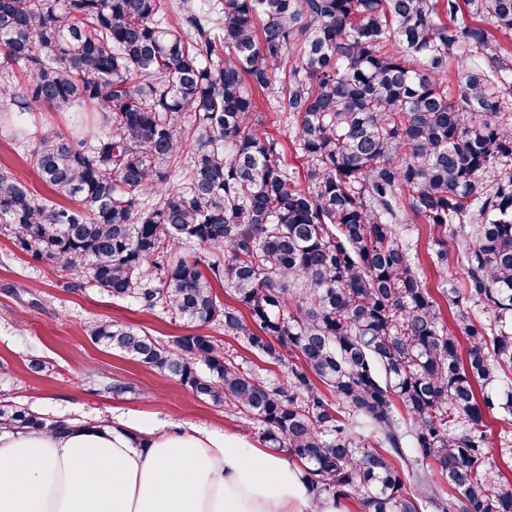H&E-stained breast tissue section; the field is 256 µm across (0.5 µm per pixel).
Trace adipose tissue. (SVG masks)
Wrapping results in <instances>:
<instances>
[{
  "label": "adipose tissue",
  "mask_w": 512,
  "mask_h": 512,
  "mask_svg": "<svg viewBox=\"0 0 512 512\" xmlns=\"http://www.w3.org/2000/svg\"><path fill=\"white\" fill-rule=\"evenodd\" d=\"M0 512H337L285 452L241 435L101 420L0 430Z\"/></svg>",
  "instance_id": "1"
}]
</instances>
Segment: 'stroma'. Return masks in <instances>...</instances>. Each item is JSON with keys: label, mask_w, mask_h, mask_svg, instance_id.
Masks as SVG:
<instances>
[{"label": "stroma", "mask_w": 512, "mask_h": 512, "mask_svg": "<svg viewBox=\"0 0 512 512\" xmlns=\"http://www.w3.org/2000/svg\"><path fill=\"white\" fill-rule=\"evenodd\" d=\"M25 145L0 133V165L9 168L44 197L52 192L27 165ZM403 239L417 243L418 271L433 296L447 282L465 284L456 249L448 251L446 272H437L428 250L429 230L421 219L400 227ZM115 321L134 325L161 340L186 334L170 315L116 301L87 284L74 271L19 251L0 235V396L33 411L74 421L111 419L113 409L154 415L174 425L230 429L260 443L259 429L229 408L204 402L173 378L146 368L119 351L93 343L89 324ZM49 362V371L29 370L30 360ZM106 383L130 385L127 393L102 392Z\"/></svg>", "instance_id": "obj_1"}]
</instances>
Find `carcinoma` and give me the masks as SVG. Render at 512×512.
Instances as JSON below:
<instances>
[{
	"label": "carcinoma",
	"mask_w": 512,
	"mask_h": 512,
	"mask_svg": "<svg viewBox=\"0 0 512 512\" xmlns=\"http://www.w3.org/2000/svg\"><path fill=\"white\" fill-rule=\"evenodd\" d=\"M278 83L302 182L254 119ZM46 107L100 131H30ZM2 124L76 205L0 165V232L197 328L164 342L97 322L93 341L256 422L317 495L512 512L493 457L512 433L495 449L486 425L512 414V0H0ZM411 214L434 263L451 239L466 270L442 289L453 332L399 234ZM1 426L66 420L0 400ZM200 332H204L208 335L214 336L217 339H220L219 343L223 344L224 351L228 352L229 354H231L233 352L234 355H241V357L238 358L239 360L246 357L245 360H247V363H246L247 366L252 367V368H257V369L258 368L259 369L260 368L269 369V370H271L272 377H276L280 381L282 380V374L277 368H275L273 365L265 363L263 361V359H259L251 352H248V351L242 349L241 347H239L237 345V343L234 340L224 337L223 331H221L220 328H218L217 326H210V327L203 328L200 330ZM233 349L238 350L239 354H235V350H233ZM245 360L243 362H245Z\"/></svg>",
	"instance_id": "cac0c4a2"
}]
</instances>
